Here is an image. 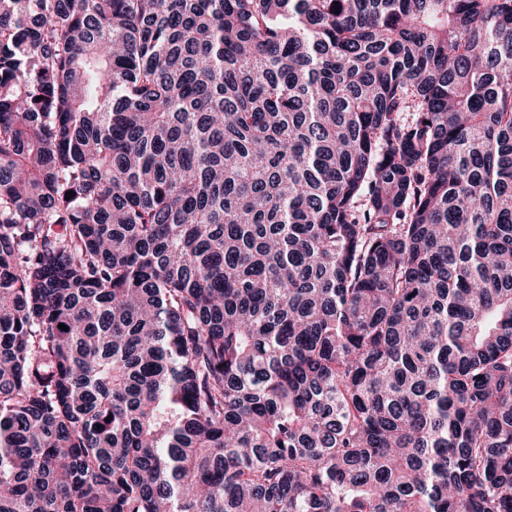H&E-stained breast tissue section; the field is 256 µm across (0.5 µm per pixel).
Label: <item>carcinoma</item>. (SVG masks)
I'll use <instances>...</instances> for the list:
<instances>
[{"mask_svg": "<svg viewBox=\"0 0 512 512\" xmlns=\"http://www.w3.org/2000/svg\"><path fill=\"white\" fill-rule=\"evenodd\" d=\"M0 512H512V0H0Z\"/></svg>", "mask_w": 512, "mask_h": 512, "instance_id": "cac0c4a2", "label": "carcinoma"}]
</instances>
